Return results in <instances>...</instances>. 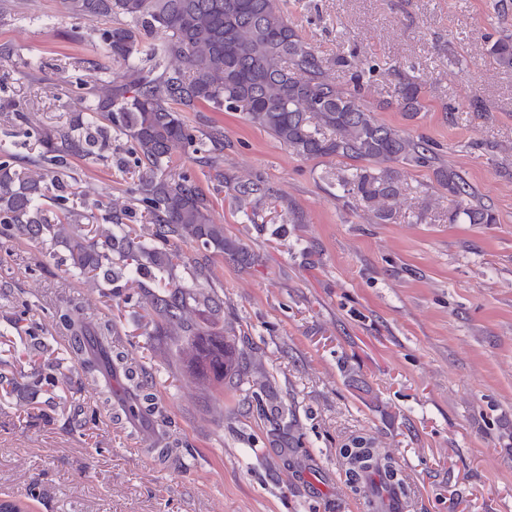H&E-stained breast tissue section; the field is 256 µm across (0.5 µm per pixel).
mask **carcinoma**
Listing matches in <instances>:
<instances>
[{"label":"carcinoma","mask_w":512,"mask_h":512,"mask_svg":"<svg viewBox=\"0 0 512 512\" xmlns=\"http://www.w3.org/2000/svg\"><path fill=\"white\" fill-rule=\"evenodd\" d=\"M77 19L105 21L93 29L112 74L99 77L90 88L94 102L85 106L81 123L56 126L40 133V157L62 162L87 157L102 150L109 139L105 120L133 140L131 154L139 169L138 192L149 211L150 239L132 235L123 216L112 208L103 220L111 228L104 240L89 241L79 224L90 216L60 204L50 219L41 203L42 176L15 164V156L0 149V236L41 239L62 244L71 268L81 274L102 272L112 279V256L122 268L136 273H164L183 260L176 249H158L152 241L190 238L206 248L224 250V225L217 223L207 197L186 173L166 172L176 154L198 152L196 136L182 113L201 104L215 111L240 112L251 124L302 158L351 161L331 173L343 193L363 205L377 224H391L404 198V167H431L439 186L448 191V223L462 216L471 224H494V212L471 202L470 186L456 172L436 165L427 140L416 139L378 120L360 101L365 77L387 75L396 82V108L410 119L425 110L423 83L406 71L380 69L370 64L360 70L344 56L330 62L302 39L288 21L281 0H62ZM157 31L162 38L146 42L143 33ZM488 54L502 67L512 69V37L493 42ZM351 70L352 86L343 87L331 75L332 67ZM241 205L262 192L256 182L233 187ZM147 303L162 319L165 329L183 337L197 373L228 387L239 380L224 368V338L202 331L196 310H220L216 300L200 290L181 285L149 292ZM56 323L70 338L68 354L78 357L89 337L116 336L108 320L92 322L85 305L71 299L57 310ZM105 362L124 369L129 385L142 390L143 400L156 408L153 393L138 380L129 352L115 349ZM356 450H343L353 465L347 478L358 493L357 470L380 459L391 473L398 472L395 458L376 442L358 436Z\"/></svg>","instance_id":"cac0c4a2"}]
</instances>
